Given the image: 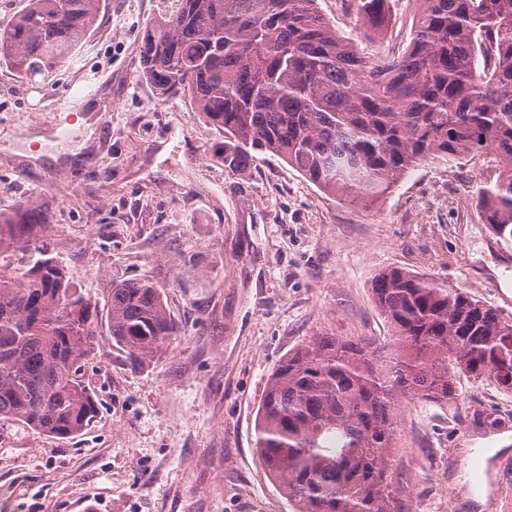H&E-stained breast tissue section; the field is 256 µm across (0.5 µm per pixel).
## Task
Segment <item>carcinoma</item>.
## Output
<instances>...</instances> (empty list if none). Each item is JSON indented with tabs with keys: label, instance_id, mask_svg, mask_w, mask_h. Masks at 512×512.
Instances as JSON below:
<instances>
[{
	"label": "carcinoma",
	"instance_id": "obj_1",
	"mask_svg": "<svg viewBox=\"0 0 512 512\" xmlns=\"http://www.w3.org/2000/svg\"><path fill=\"white\" fill-rule=\"evenodd\" d=\"M138 35L140 78L160 98L188 95L224 131V167L282 158L320 190L370 205L417 164L493 156L477 187L484 223L512 242V0H416L409 45L373 53L336 31L317 0H179ZM371 40L390 0H347ZM102 0H29L0 29V65L32 78L63 63L95 26ZM52 216L23 203L0 214V418L68 438L95 417L79 379L99 319L131 365L178 335L163 289L112 286L104 306L49 256ZM394 338L316 336L270 374L255 448L295 512H403L392 474L403 429L399 399L458 402L457 377L512 393V320L466 290L403 268L372 283Z\"/></svg>",
	"mask_w": 512,
	"mask_h": 512
}]
</instances>
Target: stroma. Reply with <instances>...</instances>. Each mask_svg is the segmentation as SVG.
<instances>
[{"instance_id":"35a3bbf8","label":"stroma","mask_w":512,"mask_h":512,"mask_svg":"<svg viewBox=\"0 0 512 512\" xmlns=\"http://www.w3.org/2000/svg\"><path fill=\"white\" fill-rule=\"evenodd\" d=\"M178 0H105L95 27L48 77L0 66V213L51 214L45 241L74 288L100 299L151 278L180 333L132 367L100 330L79 376L98 402L58 440L0 420V512H293L255 450V419L281 358L316 336L390 342L371 294L402 267L512 317V243L481 217L483 157L423 161L369 208L320 191L280 157L224 168V134L190 97L139 76L136 39ZM416 0H396L377 51L409 43ZM87 97L53 132L62 97ZM457 405L401 402L393 478L409 512H503L474 470L512 464V403L459 378Z\"/></svg>"}]
</instances>
